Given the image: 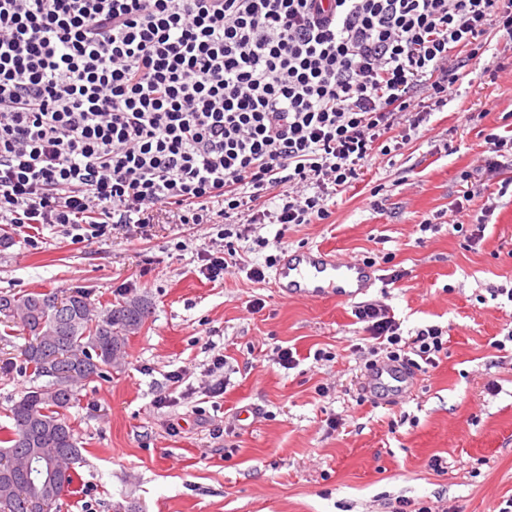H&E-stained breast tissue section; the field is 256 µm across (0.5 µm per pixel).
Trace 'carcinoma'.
Instances as JSON below:
<instances>
[{
	"label": "carcinoma",
	"mask_w": 512,
	"mask_h": 512,
	"mask_svg": "<svg viewBox=\"0 0 512 512\" xmlns=\"http://www.w3.org/2000/svg\"><path fill=\"white\" fill-rule=\"evenodd\" d=\"M61 300L58 309L52 301ZM152 314L146 299L132 296L101 310L88 292L63 294L0 293V325L18 328L16 346L25 370L48 382L32 387L9 409L13 427L0 429V512H52L59 502L78 493L74 487L82 446L67 412L78 401L79 389L120 365L129 339ZM61 475L55 494L40 508L31 506V460Z\"/></svg>",
	"instance_id": "carcinoma-1"
}]
</instances>
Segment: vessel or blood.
Returning <instances> with one entry per match:
<instances>
[{"mask_svg": "<svg viewBox=\"0 0 512 512\" xmlns=\"http://www.w3.org/2000/svg\"><path fill=\"white\" fill-rule=\"evenodd\" d=\"M274 287L287 298L319 300L338 296L355 299L379 278L376 267L348 260L323 247L284 251L272 275ZM412 387L406 370L379 364L365 384L367 393L393 400Z\"/></svg>", "mask_w": 512, "mask_h": 512, "instance_id": "1", "label": "vessel or blood"}]
</instances>
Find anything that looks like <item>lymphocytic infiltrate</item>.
<instances>
[{
    "mask_svg": "<svg viewBox=\"0 0 512 512\" xmlns=\"http://www.w3.org/2000/svg\"><path fill=\"white\" fill-rule=\"evenodd\" d=\"M493 33L512 46V0H0V223L82 243L165 211L225 240L203 256L217 281L251 225L329 220ZM354 315L366 369L438 367L443 327Z\"/></svg>",
    "mask_w": 512,
    "mask_h": 512,
    "instance_id": "lymphocytic-infiltrate-1",
    "label": "lymphocytic infiltrate"
}]
</instances>
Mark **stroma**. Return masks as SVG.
I'll list each match as a JSON object with an SVG mask.
<instances>
[{"instance_id":"1","label":"stroma","mask_w":512,"mask_h":512,"mask_svg":"<svg viewBox=\"0 0 512 512\" xmlns=\"http://www.w3.org/2000/svg\"><path fill=\"white\" fill-rule=\"evenodd\" d=\"M488 42L459 69L448 105L336 195L331 223L258 224L265 249L235 244L251 266L319 245L375 258L384 281L366 300L387 304L402 331H447L439 366L416 372L413 393L394 403L361 389L369 354L356 349L354 301L287 299L242 271L207 280L199 253L217 234L210 225L162 221L145 239L116 233L89 244L58 224H0V290L82 288L100 306L132 295L153 305L122 367L87 384L69 411L85 453L80 492L61 512H112L118 502L139 512H393L400 499L433 512H498L512 497V343L494 346L512 330V302L490 295L512 287V188L498 195L502 174L476 169L487 134L512 137V50L497 36ZM472 179L494 191L475 246L456 231L454 210ZM425 219L434 227L423 232ZM398 270L405 278L391 282ZM286 347L289 369L277 362ZM319 349L332 360L315 361ZM220 379L224 394L210 396ZM333 418L342 428H329ZM435 456L445 470L430 468Z\"/></svg>"}]
</instances>
